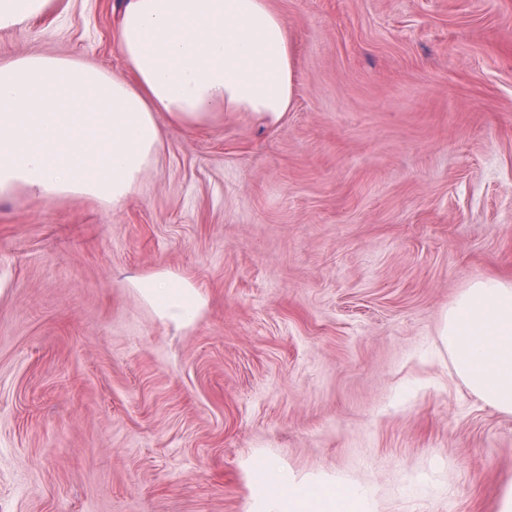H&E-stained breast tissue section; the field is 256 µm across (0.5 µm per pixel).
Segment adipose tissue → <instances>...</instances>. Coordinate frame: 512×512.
Here are the masks:
<instances>
[{
    "mask_svg": "<svg viewBox=\"0 0 512 512\" xmlns=\"http://www.w3.org/2000/svg\"><path fill=\"white\" fill-rule=\"evenodd\" d=\"M57 0H0V30L44 16ZM116 48L126 68L26 54L0 62V198L17 191L120 205L163 144L157 113L190 128L231 112L276 125L294 98L295 47L268 0H122ZM163 321L187 328L206 300L168 270L131 281ZM439 342L455 375L512 414V281L475 280L449 307ZM253 512H382L369 487L250 462Z\"/></svg>",
    "mask_w": 512,
    "mask_h": 512,
    "instance_id": "obj_1",
    "label": "adipose tissue"
}]
</instances>
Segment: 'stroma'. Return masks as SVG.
I'll return each mask as SVG.
<instances>
[{
  "mask_svg": "<svg viewBox=\"0 0 512 512\" xmlns=\"http://www.w3.org/2000/svg\"><path fill=\"white\" fill-rule=\"evenodd\" d=\"M120 0L0 31L121 71ZM295 39L275 127L156 118L119 206L0 199V512H250L249 460L349 475L385 512H493L512 415L437 347L512 275V0H269ZM169 270L207 305L158 320ZM129 286L161 320L176 327L194 325L206 307L201 291L191 281L169 270L134 279Z\"/></svg>",
  "mask_w": 512,
  "mask_h": 512,
  "instance_id": "35a3bbf8",
  "label": "stroma"
}]
</instances>
